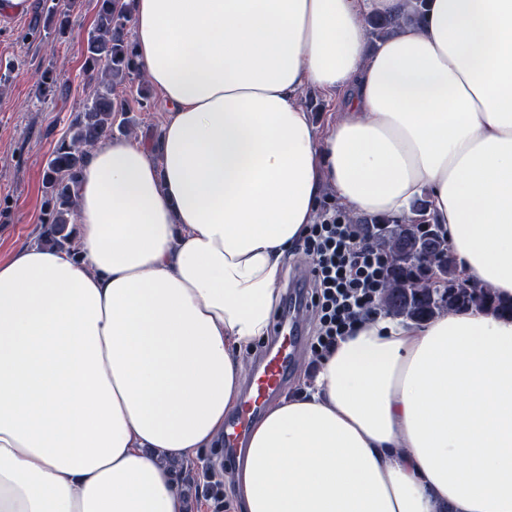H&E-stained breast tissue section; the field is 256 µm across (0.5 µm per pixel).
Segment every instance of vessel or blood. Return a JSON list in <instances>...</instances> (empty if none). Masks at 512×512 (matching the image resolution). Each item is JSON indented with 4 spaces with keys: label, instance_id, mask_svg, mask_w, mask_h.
Instances as JSON below:
<instances>
[{
    "label": "vessel or blood",
    "instance_id": "vessel-or-blood-1",
    "mask_svg": "<svg viewBox=\"0 0 512 512\" xmlns=\"http://www.w3.org/2000/svg\"><path fill=\"white\" fill-rule=\"evenodd\" d=\"M296 315L281 318L270 344L253 362L245 399L224 427V451L236 455L247 440V431L264 406L277 398L288 384L299 350Z\"/></svg>",
    "mask_w": 512,
    "mask_h": 512
}]
</instances>
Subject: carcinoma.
Masks as SVG:
<instances>
[{"instance_id": "carcinoma-1", "label": "carcinoma", "mask_w": 512, "mask_h": 512, "mask_svg": "<svg viewBox=\"0 0 512 512\" xmlns=\"http://www.w3.org/2000/svg\"><path fill=\"white\" fill-rule=\"evenodd\" d=\"M77 0L49 9L60 20L59 30L68 27L69 12ZM129 5L116 0H96L94 28L84 46L83 74L95 84L92 98L71 116L68 132L56 144L47 161L43 178V218L38 243L57 250L72 248L78 175L87 151L113 128L129 133L134 124L125 100L116 93L117 85L141 76L128 36ZM367 32L378 42L398 26L394 18L370 14ZM354 224H374V243L387 256L389 275L381 289L379 307L385 314L416 322L429 321L444 312L469 308L496 309L512 313V304H501L488 288L458 283L455 260L439 225L434 223L427 194L416 198L407 215L378 217L361 215ZM438 266L443 283L428 287L427 272Z\"/></svg>"}]
</instances>
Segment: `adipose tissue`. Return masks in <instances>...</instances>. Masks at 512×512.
I'll return each mask as SVG.
<instances>
[{"mask_svg": "<svg viewBox=\"0 0 512 512\" xmlns=\"http://www.w3.org/2000/svg\"><path fill=\"white\" fill-rule=\"evenodd\" d=\"M411 3L134 0L158 140L90 149L71 250L0 261V512H186L170 464L223 438L324 190L349 217L429 194L512 299V0ZM373 13L400 21L374 49ZM231 481L239 512H512V317L357 324Z\"/></svg>", "mask_w": 512, "mask_h": 512, "instance_id": "1", "label": "adipose tissue"}]
</instances>
